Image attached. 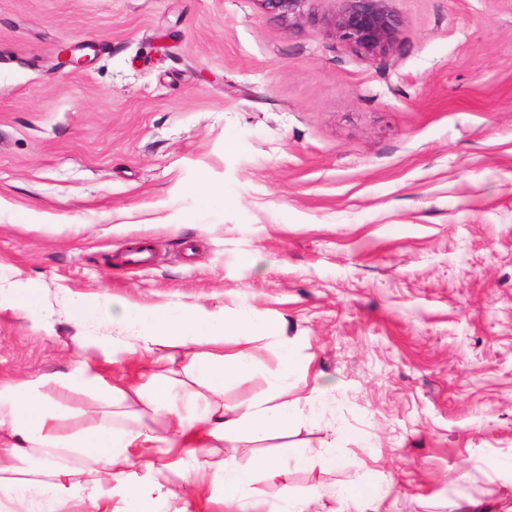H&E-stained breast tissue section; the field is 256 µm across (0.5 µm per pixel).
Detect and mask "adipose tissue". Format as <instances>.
<instances>
[{
  "label": "adipose tissue",
  "mask_w": 512,
  "mask_h": 512,
  "mask_svg": "<svg viewBox=\"0 0 512 512\" xmlns=\"http://www.w3.org/2000/svg\"><path fill=\"white\" fill-rule=\"evenodd\" d=\"M119 335L77 340L79 358L63 374L0 384V512H132L141 502L177 499L192 512L208 497L224 512H266L251 492L256 476L276 480L289 468L324 471L336 464L332 429L325 449H299L286 459L263 458L241 468L229 452L242 432L265 436L313 421L325 387L308 382L292 340L271 328L268 351L276 364L270 393L228 404L227 381L246 377L257 361L254 323L247 315L218 316L200 307L126 308L115 318ZM166 338L179 351L160 356ZM201 381L213 400L184 416L174 399L172 366ZM292 388V403L278 392ZM89 397L98 417L78 422L65 396ZM139 407L135 423L117 421L114 403ZM164 419L163 430L153 427ZM382 493L364 487L336 491L316 486L289 496L280 512H380Z\"/></svg>",
  "instance_id": "1"
}]
</instances>
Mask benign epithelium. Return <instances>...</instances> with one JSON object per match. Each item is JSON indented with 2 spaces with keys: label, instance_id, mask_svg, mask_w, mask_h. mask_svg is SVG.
<instances>
[{
  "label": "benign epithelium",
  "instance_id": "obj_1",
  "mask_svg": "<svg viewBox=\"0 0 512 512\" xmlns=\"http://www.w3.org/2000/svg\"><path fill=\"white\" fill-rule=\"evenodd\" d=\"M290 25L310 16L313 0H257ZM335 37L367 58L391 53L403 21L392 0H336L334 11L324 18Z\"/></svg>",
  "mask_w": 512,
  "mask_h": 512
}]
</instances>
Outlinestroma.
Wrapping results in <instances>:
<instances>
[{
	"label": "stroma",
	"mask_w": 512,
	"mask_h": 512,
	"mask_svg": "<svg viewBox=\"0 0 512 512\" xmlns=\"http://www.w3.org/2000/svg\"><path fill=\"white\" fill-rule=\"evenodd\" d=\"M393 6L367 58L257 0H0V381L70 369V301L101 297L93 335L125 307L249 312L355 435L257 479L270 512L366 480L382 512H512V0ZM258 355L225 402L268 390Z\"/></svg>",
	"instance_id": "obj_1"
}]
</instances>
